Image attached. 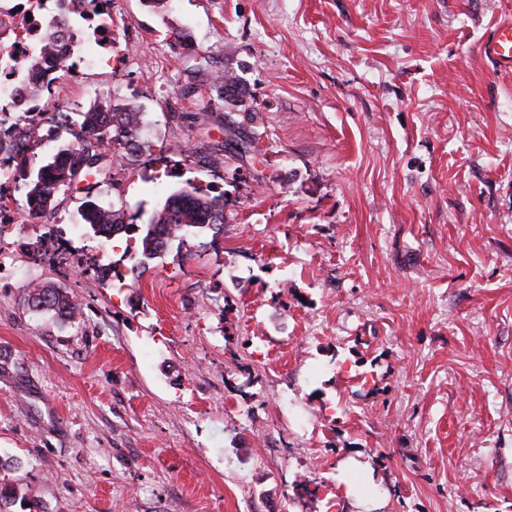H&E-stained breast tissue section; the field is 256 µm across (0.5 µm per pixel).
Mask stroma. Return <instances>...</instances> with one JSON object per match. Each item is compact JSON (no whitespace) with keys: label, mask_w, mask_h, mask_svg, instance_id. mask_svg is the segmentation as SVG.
Segmentation results:
<instances>
[{"label":"stroma","mask_w":512,"mask_h":512,"mask_svg":"<svg viewBox=\"0 0 512 512\" xmlns=\"http://www.w3.org/2000/svg\"><path fill=\"white\" fill-rule=\"evenodd\" d=\"M512 0H112L70 111L145 114L142 156L0 223V482L49 512H512V69L483 53ZM239 76L243 116L206 100ZM255 133L226 157L233 125ZM191 180L224 230L172 242L135 285L138 234L78 228L86 197L148 223ZM69 238L31 263L46 225ZM81 320L33 315L34 282ZM319 490L302 487L303 478Z\"/></svg>","instance_id":"1"}]
</instances>
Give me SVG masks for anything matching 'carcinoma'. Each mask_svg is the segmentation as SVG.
Here are the masks:
<instances>
[{
	"mask_svg": "<svg viewBox=\"0 0 512 512\" xmlns=\"http://www.w3.org/2000/svg\"><path fill=\"white\" fill-rule=\"evenodd\" d=\"M56 3L57 13L45 21L47 32L61 23L71 22L73 14L84 20L98 14L106 15V12L97 10V6L106 5L104 0H56ZM210 91L228 104L243 105L240 79L232 72L215 76ZM25 102L26 99L21 97L13 98L7 104L0 103V125L8 119H22ZM51 124L69 130L73 140L59 145L47 162L38 168L33 164L38 140L34 139L27 145L17 141L7 143L4 133H0V154L8 153L7 157L0 159V164L6 163L13 168V181L26 191L29 217L32 219L54 209L58 196L78 190L76 184L86 177L96 178L104 174L106 168L118 159L114 153L116 148L120 147L128 154L146 151V142L140 136L144 113L125 103L109 99L77 113L75 118L59 105L51 114ZM78 214L84 234L92 238L109 240L122 232H142L141 249L133 257L131 268L136 278L138 270L161 257L171 242H183L189 236L198 237L209 231L218 234L224 225V195L212 196L187 180L166 198L149 223L141 226L126 223L123 209L99 200L83 202ZM58 240V231L49 228L32 243L29 249L31 261H41L51 252L50 245ZM27 305L35 315H48L68 323L74 322L81 312L78 303L67 292L43 283L28 289ZM18 499L29 504V512H45V505L40 500L22 497L17 487L0 483V512H11L10 507Z\"/></svg>",
	"mask_w": 512,
	"mask_h": 512,
	"instance_id": "obj_1",
	"label": "carcinoma"
}]
</instances>
